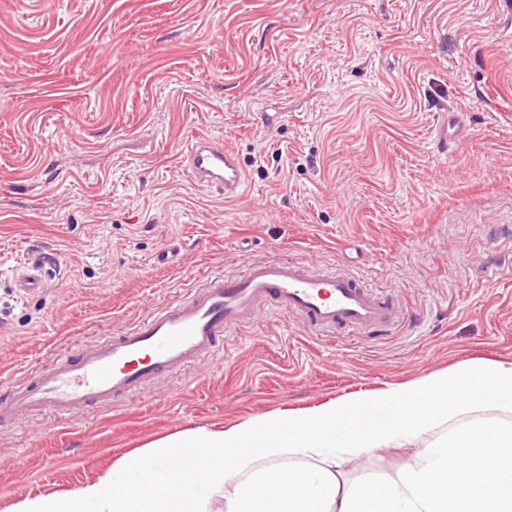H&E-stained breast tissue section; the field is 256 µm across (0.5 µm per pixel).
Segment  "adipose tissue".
I'll return each mask as SVG.
<instances>
[{
	"instance_id": "ef3b65f1",
	"label": "adipose tissue",
	"mask_w": 512,
	"mask_h": 512,
	"mask_svg": "<svg viewBox=\"0 0 512 512\" xmlns=\"http://www.w3.org/2000/svg\"><path fill=\"white\" fill-rule=\"evenodd\" d=\"M443 439L420 446L434 427ZM412 454L394 475L345 482V463ZM294 465L276 467V459ZM274 465L253 470L256 460ZM512 512V364L469 361L321 407L187 431L124 457L77 490L14 512Z\"/></svg>"
}]
</instances>
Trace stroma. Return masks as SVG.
I'll return each mask as SVG.
<instances>
[{
    "label": "stroma",
    "mask_w": 512,
    "mask_h": 512,
    "mask_svg": "<svg viewBox=\"0 0 512 512\" xmlns=\"http://www.w3.org/2000/svg\"><path fill=\"white\" fill-rule=\"evenodd\" d=\"M495 0H0V382L283 255L393 291L382 338L262 312L131 406L0 426V512L131 451L480 359L512 363V40ZM467 132L448 153L444 116ZM246 170L198 186L195 135ZM179 248L161 265L157 253ZM45 286L24 294L22 269ZM403 450L352 461L364 483Z\"/></svg>",
    "instance_id": "stroma-1"
}]
</instances>
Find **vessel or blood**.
<instances>
[{"instance_id":"vessel-or-blood-1","label":"vessel or blood","mask_w":512,"mask_h":512,"mask_svg":"<svg viewBox=\"0 0 512 512\" xmlns=\"http://www.w3.org/2000/svg\"><path fill=\"white\" fill-rule=\"evenodd\" d=\"M183 163L195 183L228 199L245 183L238 157L207 136L195 138ZM269 307L332 333H372L400 318L394 298L370 288L356 271L322 272L291 256L238 275L211 271L183 298L150 309L133 329L101 333L94 344L65 350L46 367L1 383L0 425L28 414L68 419L112 409L157 380L223 353L227 332Z\"/></svg>"}]
</instances>
